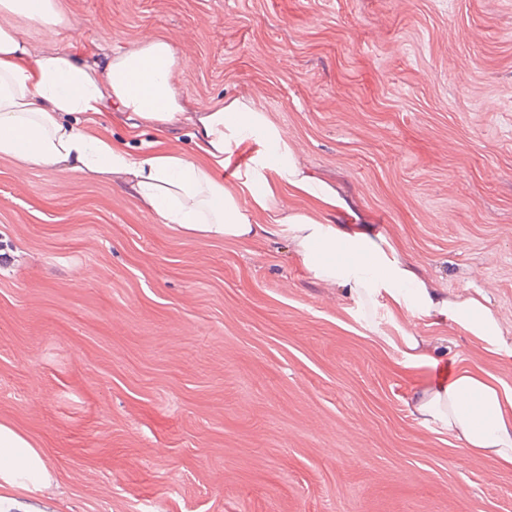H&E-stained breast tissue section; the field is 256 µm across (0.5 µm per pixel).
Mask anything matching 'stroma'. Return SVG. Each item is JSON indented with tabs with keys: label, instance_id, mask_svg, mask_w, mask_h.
<instances>
[{
	"label": "stroma",
	"instance_id": "stroma-1",
	"mask_svg": "<svg viewBox=\"0 0 512 512\" xmlns=\"http://www.w3.org/2000/svg\"><path fill=\"white\" fill-rule=\"evenodd\" d=\"M18 18L78 62L168 40L187 114L82 121L134 154L193 155V116L265 113L340 202L284 213L365 231L512 341V0H54ZM406 368L286 233L188 237L122 178L0 155V422L56 482L35 512H512V468L418 425L440 368L512 361L434 315Z\"/></svg>",
	"mask_w": 512,
	"mask_h": 512
}]
</instances>
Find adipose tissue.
Listing matches in <instances>:
<instances>
[{"label":"adipose tissue","instance_id":"1","mask_svg":"<svg viewBox=\"0 0 512 512\" xmlns=\"http://www.w3.org/2000/svg\"><path fill=\"white\" fill-rule=\"evenodd\" d=\"M20 16L48 26L62 22L53 0H0V154L48 168L65 163L123 177L163 223L209 240L256 236L252 209L240 204L249 198L253 209L269 214L275 230L287 232L311 277L347 290L364 310L366 328L407 365H426L430 356L420 337L397 321L400 313L418 320L444 316L487 352L512 358V344L481 293L448 300L368 233L320 224L300 212L281 215L277 192L283 187L329 208L336 198L302 174L294 147L264 113L221 106L201 112L195 145L207 158L203 164L180 154L115 150L71 124L77 115L100 116L112 100L135 122L155 128L180 122L183 108L172 85L177 56L170 42L153 37L90 66L64 51L32 55L16 31ZM247 140L265 148L253 156L237 189H225L217 172ZM412 411L420 425L456 436L462 454L491 456L512 467V388L493 374L458 368L448 383L422 388ZM51 485L42 451L0 423V512H28L24 496L43 494Z\"/></svg>","mask_w":512,"mask_h":512}]
</instances>
